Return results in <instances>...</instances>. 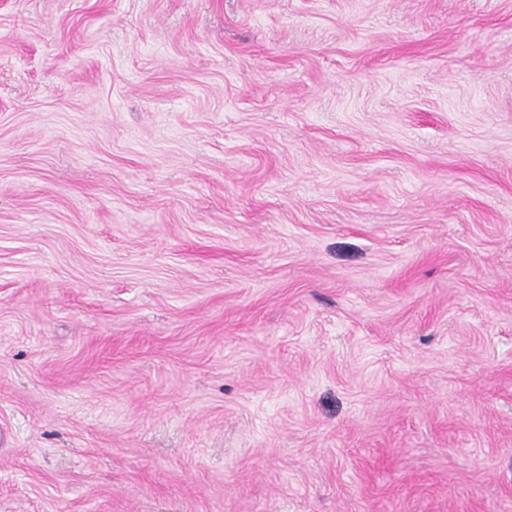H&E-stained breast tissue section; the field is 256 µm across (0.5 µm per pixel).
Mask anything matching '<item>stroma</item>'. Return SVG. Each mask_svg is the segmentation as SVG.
Wrapping results in <instances>:
<instances>
[{"instance_id":"1","label":"stroma","mask_w":512,"mask_h":512,"mask_svg":"<svg viewBox=\"0 0 512 512\" xmlns=\"http://www.w3.org/2000/svg\"><path fill=\"white\" fill-rule=\"evenodd\" d=\"M0 512H512V0H0Z\"/></svg>"}]
</instances>
